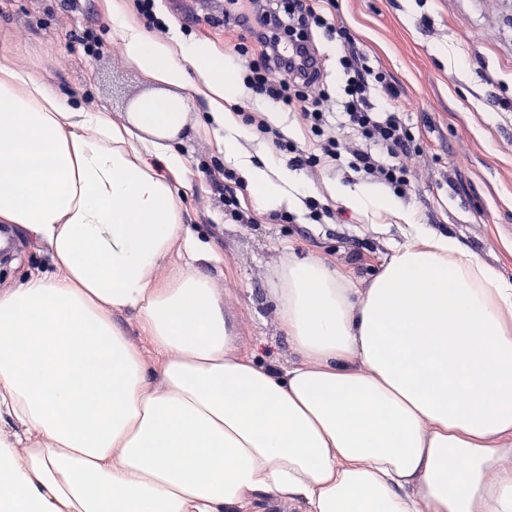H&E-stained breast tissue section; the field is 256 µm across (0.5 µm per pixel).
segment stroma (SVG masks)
Returning a JSON list of instances; mask_svg holds the SVG:
<instances>
[{
    "instance_id": "stroma-1",
    "label": "stroma",
    "mask_w": 512,
    "mask_h": 512,
    "mask_svg": "<svg viewBox=\"0 0 512 512\" xmlns=\"http://www.w3.org/2000/svg\"><path fill=\"white\" fill-rule=\"evenodd\" d=\"M337 26L346 28L372 65L400 94L405 119L422 150L406 158L411 190L396 199L402 210L436 233L454 236L484 263L512 280V0H336ZM109 0H0V57L40 74L90 107L107 106L125 120L154 84L126 59L108 17ZM225 0H155L167 27L161 38L209 44L235 63L234 46L248 28L225 17ZM93 30L103 52L88 58L81 44ZM208 99L192 93L186 135L190 188L182 196L185 222L213 248L204 266L224 295V316L241 351L285 369L296 362L273 303L278 266L287 254L319 258L367 286L403 236L394 212L363 215L332 198L328 186L342 173L322 169L299 177L308 197L331 216L258 212L240 224L224 205L233 195L254 208V189L227 180L231 166L209 123ZM364 261H354L355 253ZM46 249L14 240L0 263V287L24 273L50 270Z\"/></svg>"
}]
</instances>
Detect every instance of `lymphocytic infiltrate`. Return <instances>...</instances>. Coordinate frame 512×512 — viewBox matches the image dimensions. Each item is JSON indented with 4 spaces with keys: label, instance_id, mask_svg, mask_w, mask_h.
<instances>
[{
    "label": "lymphocytic infiltrate",
    "instance_id": "obj_1",
    "mask_svg": "<svg viewBox=\"0 0 512 512\" xmlns=\"http://www.w3.org/2000/svg\"><path fill=\"white\" fill-rule=\"evenodd\" d=\"M334 5L335 0L317 6L307 0H291L288 25L284 27L291 39L286 43L278 36L281 27L272 22L270 12L258 13L254 45L242 43L237 47L245 61V88L271 104L298 110L308 132L307 144L285 139L259 112L242 111L243 122L271 140L289 166L312 173L333 167L387 187L396 196H406L410 176L403 159L418 152L416 134L404 120L398 95L387 85L384 73L369 65L349 32L335 26ZM319 29L334 34L340 43L344 80L336 91L323 89L314 96L310 89L318 71L310 37ZM377 85L384 88L388 111L371 109L369 95ZM337 97L342 100L343 110L334 115L330 105Z\"/></svg>",
    "mask_w": 512,
    "mask_h": 512
}]
</instances>
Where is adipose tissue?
I'll use <instances>...</instances> for the list:
<instances>
[{
    "instance_id": "1",
    "label": "adipose tissue",
    "mask_w": 512,
    "mask_h": 512,
    "mask_svg": "<svg viewBox=\"0 0 512 512\" xmlns=\"http://www.w3.org/2000/svg\"><path fill=\"white\" fill-rule=\"evenodd\" d=\"M110 17L161 87L125 123L0 61V223L53 263L0 290V512H512V281L409 219L364 288L286 258L298 361L242 352L166 179L187 68L256 206L301 211L302 184L245 152L223 57Z\"/></svg>"
}]
</instances>
